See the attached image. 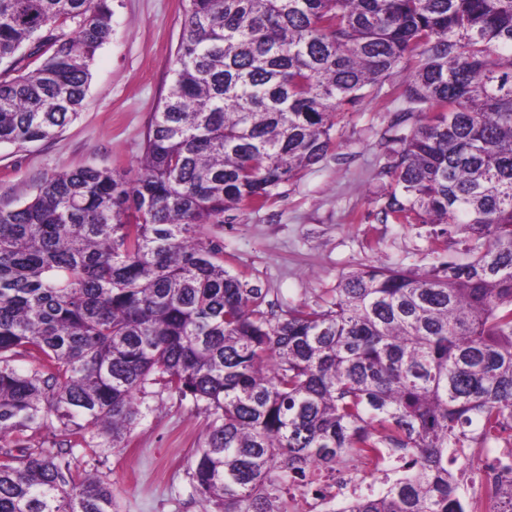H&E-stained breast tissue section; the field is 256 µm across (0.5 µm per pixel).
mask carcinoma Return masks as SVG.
<instances>
[{"label": "carcinoma", "instance_id": "1", "mask_svg": "<svg viewBox=\"0 0 512 512\" xmlns=\"http://www.w3.org/2000/svg\"><path fill=\"white\" fill-rule=\"evenodd\" d=\"M182 9L136 176L54 172L0 208V512H113L70 456L121 447L148 385L207 413L191 479L215 512H288V488L358 456L403 476L342 512H474L459 475L512 445V0ZM112 15V0H0V143L78 115ZM406 66L397 123L417 120L380 213L435 226L463 258L365 265L324 307L266 311L202 229L321 162L337 116ZM44 431L59 441L34 444ZM486 494L512 512V479Z\"/></svg>", "mask_w": 512, "mask_h": 512}]
</instances>
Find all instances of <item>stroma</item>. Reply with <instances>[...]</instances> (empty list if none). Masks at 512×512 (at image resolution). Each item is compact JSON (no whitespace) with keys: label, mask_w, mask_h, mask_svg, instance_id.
<instances>
[{"label":"stroma","mask_w":512,"mask_h":512,"mask_svg":"<svg viewBox=\"0 0 512 512\" xmlns=\"http://www.w3.org/2000/svg\"><path fill=\"white\" fill-rule=\"evenodd\" d=\"M181 0H114L110 44L99 49L78 118L53 137L23 145L0 144V208L30 200L53 172L83 167L137 171L153 112L167 94L178 49ZM340 117V145L303 170L263 207L228 211L214 234L224 267L263 289L270 310L325 304L340 277L369 264L419 271L456 256L448 241L432 246L427 224H384L382 172L392 140L405 132L404 108L393 88ZM145 413L123 447L99 456L74 449L79 471L110 483L116 512H204L189 467L202 444L207 418L191 400L159 386L137 396Z\"/></svg>","instance_id":"1"}]
</instances>
